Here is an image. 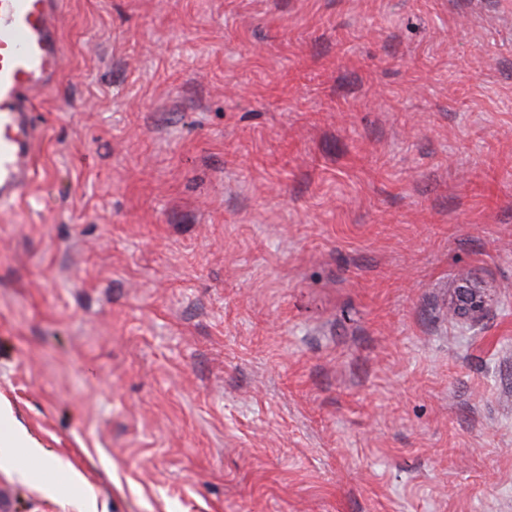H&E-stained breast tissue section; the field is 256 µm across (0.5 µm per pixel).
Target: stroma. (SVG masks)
<instances>
[{"instance_id":"stroma-1","label":"stroma","mask_w":512,"mask_h":512,"mask_svg":"<svg viewBox=\"0 0 512 512\" xmlns=\"http://www.w3.org/2000/svg\"><path fill=\"white\" fill-rule=\"evenodd\" d=\"M0 208L6 512H512V0H63ZM479 318L449 309L459 277ZM15 448H23L28 457L34 460L51 461L46 456L44 448H39L26 430L16 422L12 413L0 409V461L8 462Z\"/></svg>"}]
</instances>
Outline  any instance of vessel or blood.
<instances>
[{
  "label": "vessel or blood",
  "instance_id": "b4317fda",
  "mask_svg": "<svg viewBox=\"0 0 512 512\" xmlns=\"http://www.w3.org/2000/svg\"><path fill=\"white\" fill-rule=\"evenodd\" d=\"M60 0H0V205L14 203L35 177L33 100L63 68Z\"/></svg>",
  "mask_w": 512,
  "mask_h": 512
}]
</instances>
